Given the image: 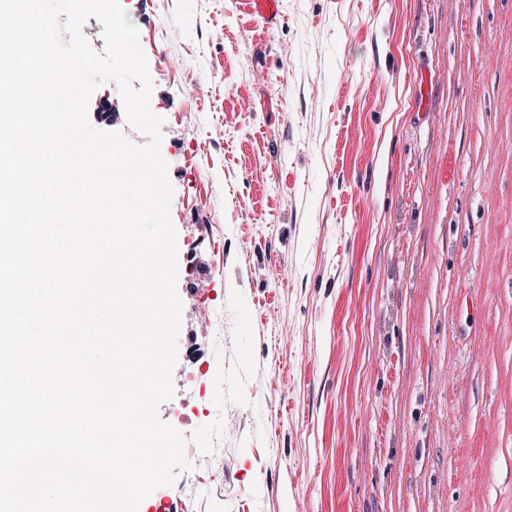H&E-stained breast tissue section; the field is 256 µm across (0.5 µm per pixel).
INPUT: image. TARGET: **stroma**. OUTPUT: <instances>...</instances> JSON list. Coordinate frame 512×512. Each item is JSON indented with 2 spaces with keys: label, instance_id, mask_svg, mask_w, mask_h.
<instances>
[{
  "label": "stroma",
  "instance_id": "35a3bbf8",
  "mask_svg": "<svg viewBox=\"0 0 512 512\" xmlns=\"http://www.w3.org/2000/svg\"><path fill=\"white\" fill-rule=\"evenodd\" d=\"M120 4L174 190L158 414L192 464L144 508L512 512V0ZM88 119L146 141L116 83ZM250 15L259 17L268 26H273L280 21V7L278 0H242Z\"/></svg>",
  "mask_w": 512,
  "mask_h": 512
}]
</instances>
